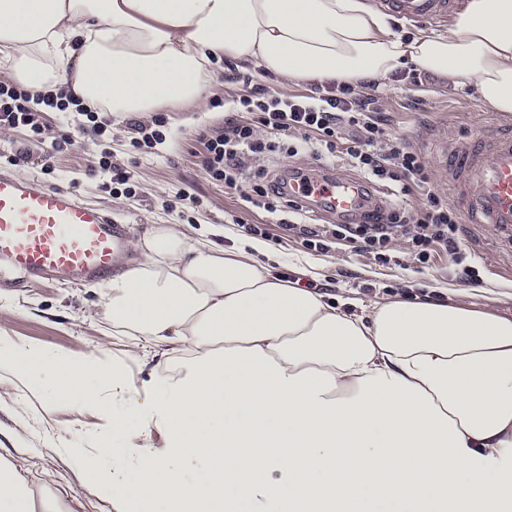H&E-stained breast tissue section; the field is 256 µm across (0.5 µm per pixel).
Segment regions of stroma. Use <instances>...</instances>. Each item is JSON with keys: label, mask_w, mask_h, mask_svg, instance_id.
Listing matches in <instances>:
<instances>
[{"label": "stroma", "mask_w": 512, "mask_h": 512, "mask_svg": "<svg viewBox=\"0 0 512 512\" xmlns=\"http://www.w3.org/2000/svg\"><path fill=\"white\" fill-rule=\"evenodd\" d=\"M266 87L285 97L306 90L303 82H291L274 74L260 75L226 58L215 69L211 94L202 111L165 108L138 115L147 128L162 126L163 143L153 147L131 146L128 120L105 119L102 133H95L76 109L41 113L43 133L32 138L24 128L0 127V165L21 176H36L52 187L73 190L89 205L109 210L113 219L131 227L132 239L142 238L154 225L177 224L192 234L213 232L215 244L229 248L245 241L246 224H264L268 249L261 263L282 277L324 291L330 298L394 300L416 295L435 302L473 308L486 305L485 291L504 289L495 310L512 317V243L498 240L479 224L462 225L459 231L466 262L476 275L464 276L449 259L418 268L405 251L398 264L378 266L342 246L328 253L305 249L296 236L283 231L279 215L248 208L239 190L213 181L203 167L204 142L224 125L225 104L250 91ZM362 95L375 98L391 136L426 161L433 185L447 193L440 176V161L447 144L476 135L493 122L495 112L486 109L473 87L458 86L425 72L415 77L389 76L360 86ZM70 146H63V139ZM60 143L52 152V143ZM134 174L133 192L107 187L98 166L102 154ZM309 263L311 275L296 276L293 265ZM102 292L96 282L78 287H0V305L10 306L6 328L16 342L79 356L101 351L121 356L123 342L105 333L106 321L97 304ZM99 416L81 403L45 412L41 407L18 404L0 384V453L24 454L35 485L59 497L69 512H112L106 498L82 477L84 457L97 452L95 438Z\"/></svg>", "instance_id": "35a3bbf8"}]
</instances>
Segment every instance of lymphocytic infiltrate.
Instances as JSON below:
<instances>
[{
  "label": "lymphocytic infiltrate",
  "instance_id": "obj_1",
  "mask_svg": "<svg viewBox=\"0 0 512 512\" xmlns=\"http://www.w3.org/2000/svg\"><path fill=\"white\" fill-rule=\"evenodd\" d=\"M29 92L0 84V126L24 127L38 135L43 127L29 110ZM234 116L225 118L222 129L207 140L204 168L225 187L236 185V173L245 155L274 150L279 139H289L290 153L304 150L316 160L330 163L345 159L372 184H396L402 195L418 197L417 209L391 205L383 213L370 214L364 224H324L311 228L283 223L296 233L307 250L330 252L344 244L355 252L386 266L393 262L392 245L404 240L413 261L434 265L447 257L463 263L458 241L460 218L447 198L434 191L428 167L418 153L390 139L375 115L371 98L356 92L352 83L333 84L324 95L297 94L280 98L262 87L235 102ZM242 112L256 115L255 122L239 120ZM267 138H260L259 130Z\"/></svg>",
  "mask_w": 512,
  "mask_h": 512
}]
</instances>
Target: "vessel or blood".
I'll list each match as a JSON object with an SVG mask.
<instances>
[{"label": "vessel or blood", "mask_w": 512, "mask_h": 512, "mask_svg": "<svg viewBox=\"0 0 512 512\" xmlns=\"http://www.w3.org/2000/svg\"><path fill=\"white\" fill-rule=\"evenodd\" d=\"M394 15L442 23L461 0H383ZM448 187L467 224H485L512 241V127L497 124L461 139L442 158ZM288 195L314 213L341 222L369 211L361 181L330 172L289 181ZM129 228L72 190L0 168V282L27 288L50 280L78 284L126 265Z\"/></svg>", "instance_id": "b4317fda"}]
</instances>
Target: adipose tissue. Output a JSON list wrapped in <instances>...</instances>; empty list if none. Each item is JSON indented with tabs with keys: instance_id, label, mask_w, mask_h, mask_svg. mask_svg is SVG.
<instances>
[{
	"instance_id": "obj_1",
	"label": "adipose tissue",
	"mask_w": 512,
	"mask_h": 512,
	"mask_svg": "<svg viewBox=\"0 0 512 512\" xmlns=\"http://www.w3.org/2000/svg\"><path fill=\"white\" fill-rule=\"evenodd\" d=\"M373 0H0V68L114 118L204 106L222 57L290 81H377L407 66L512 112V0L451 29L398 32ZM102 310L130 349L191 352L135 387L123 361L0 336L19 403L78 400L100 445L158 431L85 476L114 512H512V319L421 299L333 304L255 260L158 224ZM0 457V512H62Z\"/></svg>"
}]
</instances>
